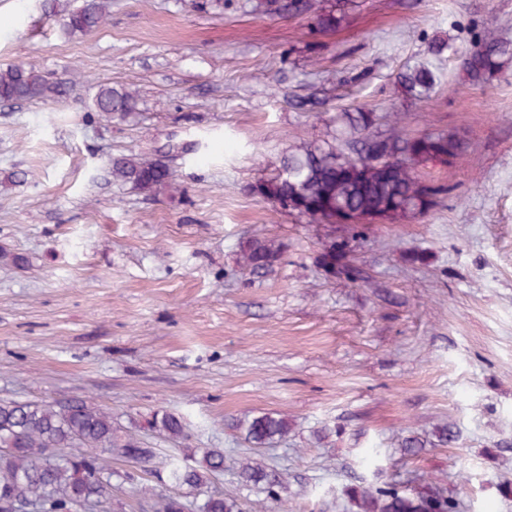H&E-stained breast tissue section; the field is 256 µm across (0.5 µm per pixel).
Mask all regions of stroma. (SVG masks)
<instances>
[{
	"instance_id": "stroma-1",
	"label": "stroma",
	"mask_w": 512,
	"mask_h": 512,
	"mask_svg": "<svg viewBox=\"0 0 512 512\" xmlns=\"http://www.w3.org/2000/svg\"><path fill=\"white\" fill-rule=\"evenodd\" d=\"M43 2L0 0V65L72 79L59 104L0 102V398H89L115 426L143 427L160 458L223 449L212 487L246 512H345L347 485L410 471L456 491L462 512H512V63L482 88L457 63L486 31L512 41V0H379L373 20L351 21L341 58L334 37L255 18L246 0H103L105 23L71 38ZM438 37L448 50L433 61ZM427 60L446 92L412 107L411 127L442 116L475 147L441 208L347 251L401 296L383 310L373 289L327 278L328 227L272 211L252 187L331 131L282 89L321 84L381 111L396 72ZM100 83L136 89L137 111L92 112ZM129 151L166 157L181 193L113 182L108 158ZM266 233L288 250L252 281L237 251ZM157 411L183 419L182 438L145 430ZM262 412L291 426L263 451L287 474L275 500L236 474L249 450L230 425ZM446 421L457 443L401 461L404 436Z\"/></svg>"
}]
</instances>
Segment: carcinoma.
<instances>
[{"instance_id": "obj_1", "label": "carcinoma", "mask_w": 512, "mask_h": 512, "mask_svg": "<svg viewBox=\"0 0 512 512\" xmlns=\"http://www.w3.org/2000/svg\"><path fill=\"white\" fill-rule=\"evenodd\" d=\"M249 12L271 21L305 19L315 21L319 31L341 34L350 14L361 10L359 0H247ZM45 11L60 16V31L72 37L98 29L105 21L102 0H82L81 5L60 14L48 0ZM512 57V43L489 33L464 54L459 64L475 86L488 83ZM402 99L378 112L363 102L341 107L330 117L331 138L304 141L280 159L276 173L260 180L254 194L271 204L286 198L290 214L309 224L341 218L349 225L347 240L365 239L364 217L390 214L389 223L418 220L439 207L456 190L448 184V173L457 165L461 149L448 132V123L416 131L408 128L405 100L427 102L442 93L438 72L428 65H406L395 75ZM68 81L47 74L27 62L0 66V101H41L56 104L66 95ZM297 112L334 109L322 89L301 95L284 93ZM138 94L129 88L98 87L90 109L110 121L123 122L137 110ZM384 131L391 168L361 161ZM113 181L130 186L146 198L172 188V173L159 159L141 154H119L109 158ZM286 244L276 237L256 236L241 243L238 264L251 279H263L281 264ZM319 262L333 277L359 285L369 281L366 271L345 261V254L331 243ZM152 430L170 439L183 435L184 422L172 413L156 412L149 421ZM235 428L251 448H269L288 437V420L270 412L236 423ZM425 447L411 434L402 438L403 455L413 457ZM118 456L145 474L155 452L143 447L139 435L114 426L112 412L84 398L65 401H23L0 398V509L31 507L29 512H94L112 502V480L128 481L139 493L154 498L156 512H243L242 504L217 491L203 492L212 477L224 472V450L205 448L201 458L189 450L166 458V477L178 495H157L154 488L134 473L112 470L108 459ZM238 477L250 489L278 498L284 476L263 460L239 462ZM349 512H460V501L447 489L417 473L405 482L380 480L345 489Z\"/></svg>"}]
</instances>
